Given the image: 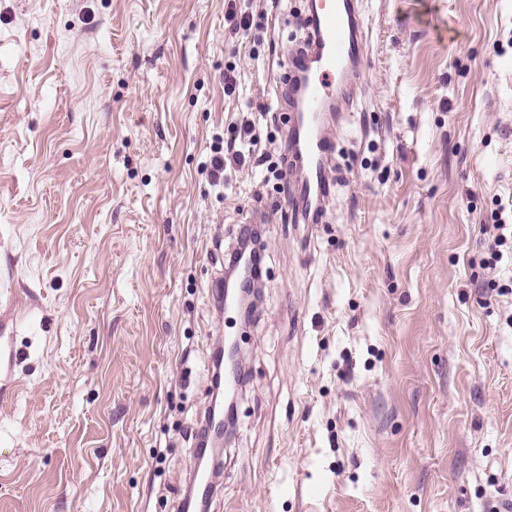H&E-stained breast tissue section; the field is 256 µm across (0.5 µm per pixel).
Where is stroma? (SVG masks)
<instances>
[{
	"label": "stroma",
	"mask_w": 512,
	"mask_h": 512,
	"mask_svg": "<svg viewBox=\"0 0 512 512\" xmlns=\"http://www.w3.org/2000/svg\"><path fill=\"white\" fill-rule=\"evenodd\" d=\"M302 8L0 0V512H176L228 335L248 377L206 512L512 500V262L480 232L512 202V0H365L317 224L266 167L206 171L242 118L283 153ZM256 209L246 326L209 290ZM243 241H249L250 245L246 251V256H248L253 264V277L255 282L261 281V272L263 270V264L265 260V249L261 245V234L258 232L257 228L246 226L242 231Z\"/></svg>",
	"instance_id": "obj_1"
}]
</instances>
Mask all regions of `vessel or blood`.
I'll list each match as a JSON object with an SVG mask.
<instances>
[{
	"instance_id": "1",
	"label": "vessel or blood",
	"mask_w": 512,
	"mask_h": 512,
	"mask_svg": "<svg viewBox=\"0 0 512 512\" xmlns=\"http://www.w3.org/2000/svg\"><path fill=\"white\" fill-rule=\"evenodd\" d=\"M304 19L306 40L289 59L284 144L294 161L292 205L308 223L325 212L334 193L330 171L338 143L329 126L348 106L365 40L361 0H306Z\"/></svg>"
}]
</instances>
